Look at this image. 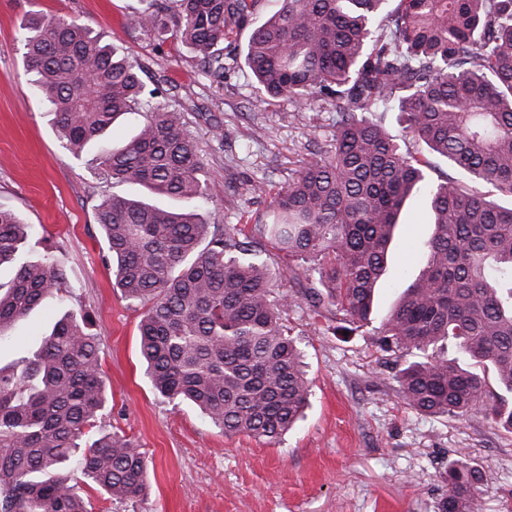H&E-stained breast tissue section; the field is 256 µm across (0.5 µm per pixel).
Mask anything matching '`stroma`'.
Segmentation results:
<instances>
[{"label":"stroma","mask_w":512,"mask_h":512,"mask_svg":"<svg viewBox=\"0 0 512 512\" xmlns=\"http://www.w3.org/2000/svg\"><path fill=\"white\" fill-rule=\"evenodd\" d=\"M147 0H0V208L32 227L29 246L52 248L68 290L35 308L0 344V364L34 351L65 312L90 313L112 406L103 431H120L149 462L144 495L114 501L77 469L92 512H435L448 492L439 477L449 462L478 463L494 478L479 485L476 512H512V433L482 414L424 417L398 393L372 329L336 334L334 322L306 305L290 310L288 326L306 354L312 395L302 421L282 442L224 434L196 406L158 397L139 352L141 308L129 306L104 260L95 207L106 196L138 194L114 185L96 165V150L73 158L54 116L37 94L24 61V27L32 16L74 20L125 56L149 63L178 85L186 118L212 174L200 205L211 224L264 217L271 194L286 189L311 153L324 150L334 113L310 103L295 118L288 101L260 98L247 72L224 84L198 72L190 50L157 43L127 25ZM224 129L223 142L209 130ZM266 183L251 198L230 186ZM432 219L425 195L408 200L378 284L380 309L390 307L424 265L422 245Z\"/></svg>","instance_id":"obj_1"}]
</instances>
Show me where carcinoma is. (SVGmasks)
Here are the masks:
<instances>
[{"instance_id": "obj_1", "label": "carcinoma", "mask_w": 512, "mask_h": 512, "mask_svg": "<svg viewBox=\"0 0 512 512\" xmlns=\"http://www.w3.org/2000/svg\"><path fill=\"white\" fill-rule=\"evenodd\" d=\"M151 0L134 28L194 53L211 82L247 68L267 100L336 112L325 155L311 154L271 202L272 220L209 224V192L185 113L162 100L164 75L117 53L83 24L37 17L25 61L76 159L114 119L141 117L136 133L96 157L114 183L180 202L112 195L96 208L105 262L122 298L144 309L140 355L155 391L189 400L226 434L276 442L311 395L305 353L290 337L299 296L349 334L379 322L380 350L407 406L430 417L484 413L512 433V0ZM151 75L152 85L144 76ZM395 112L402 140L382 113ZM452 173L433 181L430 157ZM429 198L425 266L398 303L374 311L389 244L405 201ZM29 225L0 209V340L66 278L53 252L28 248ZM277 254L260 257L263 242ZM288 257L293 296L277 285ZM316 273V280L310 279ZM448 342L456 356L446 358ZM109 405L98 338L68 313L40 346L0 366V512H89L70 483L78 469L114 501L142 494L149 464L130 439L96 429ZM437 512H475L476 483L492 474L453 462Z\"/></svg>"}]
</instances>
